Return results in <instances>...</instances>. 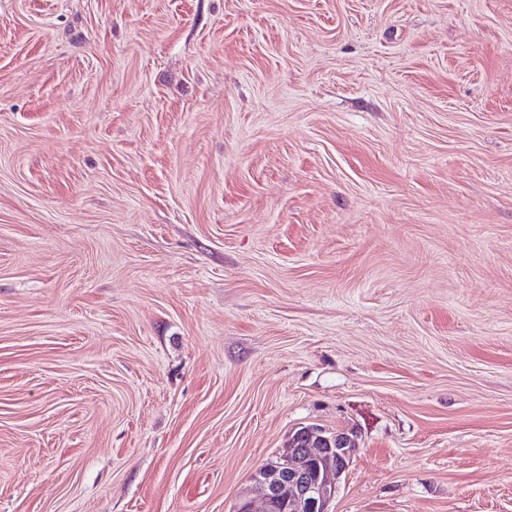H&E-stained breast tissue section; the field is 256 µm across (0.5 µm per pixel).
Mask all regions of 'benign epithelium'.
<instances>
[{
    "mask_svg": "<svg viewBox=\"0 0 512 512\" xmlns=\"http://www.w3.org/2000/svg\"><path fill=\"white\" fill-rule=\"evenodd\" d=\"M355 448L344 432L299 430L282 454L255 471L250 492L234 512H328Z\"/></svg>",
    "mask_w": 512,
    "mask_h": 512,
    "instance_id": "7a95c632",
    "label": "benign epithelium"
}]
</instances>
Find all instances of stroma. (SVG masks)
Returning a JSON list of instances; mask_svg holds the SVG:
<instances>
[{
    "label": "stroma",
    "instance_id": "obj_1",
    "mask_svg": "<svg viewBox=\"0 0 512 512\" xmlns=\"http://www.w3.org/2000/svg\"><path fill=\"white\" fill-rule=\"evenodd\" d=\"M512 512V0H0V512ZM356 448L344 432L305 427L296 432L288 448L253 474L252 487L234 512H329L337 483Z\"/></svg>",
    "mask_w": 512,
    "mask_h": 512
}]
</instances>
